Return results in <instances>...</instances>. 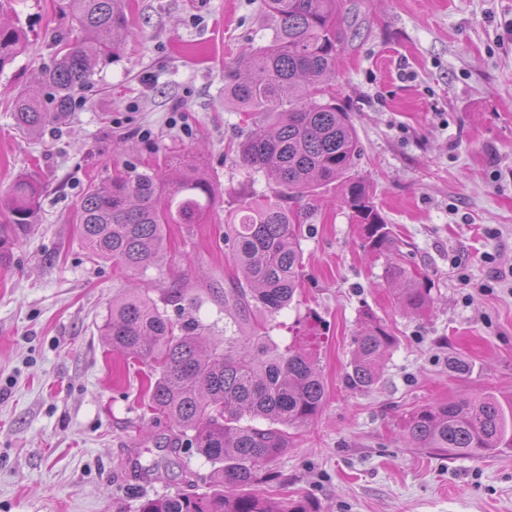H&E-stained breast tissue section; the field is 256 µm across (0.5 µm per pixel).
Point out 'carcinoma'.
<instances>
[{
    "instance_id": "cac0c4a2",
    "label": "carcinoma",
    "mask_w": 512,
    "mask_h": 512,
    "mask_svg": "<svg viewBox=\"0 0 512 512\" xmlns=\"http://www.w3.org/2000/svg\"><path fill=\"white\" fill-rule=\"evenodd\" d=\"M262 7L272 37L228 70L224 102L251 114L254 128L239 153L247 166L272 176L276 189L274 198L246 203L228 221L224 242L236 267L224 292L231 335L206 343L195 317L174 322L138 293L113 299L102 329L112 349L150 368L149 410L173 421L188 447L213 466L211 488L147 499L139 512H319L306 499L241 492L258 481L261 465L288 450V428L311 424L326 399L312 355L271 336L300 286L301 224L291 205L339 182L364 248L387 259L384 275L397 302L420 312L432 300L425 274L402 258L388 260L402 252L374 190L355 171L361 149L351 113L329 91L345 40L341 0H262ZM58 8L71 20V35L57 41L37 86L15 99V124L30 135L63 116L74 93L93 84L97 63L120 49L126 29L125 0H59ZM22 35L19 24L0 23V71L21 51ZM40 196L31 174L12 184L0 205L1 263L34 228ZM213 196L209 178L184 161L164 170L131 166L84 195L81 236L91 256L128 273L160 268L166 225L198 223ZM163 301L179 312L195 303L181 288L169 289ZM355 344L347 382L368 389L378 383L395 338L366 311ZM403 431L417 448L486 457L512 448V395L485 392L416 409Z\"/></svg>"
}]
</instances>
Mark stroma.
I'll return each mask as SVG.
<instances>
[{"mask_svg":"<svg viewBox=\"0 0 512 512\" xmlns=\"http://www.w3.org/2000/svg\"><path fill=\"white\" fill-rule=\"evenodd\" d=\"M343 4L333 93L358 132L356 170L434 303L422 315L398 305L340 188L305 201L302 290L272 335L311 345L327 399L311 425L289 429L287 451L251 491L310 497L321 512H512V449L436 454L401 428L421 407L512 394V0ZM258 5L130 0L120 51L71 112L30 138L13 100L70 22L55 0H10L29 43L0 71V195L26 171L43 195L33 232L0 263V512H138L144 499L210 486L211 464L147 411V366L112 351L101 329L128 288L159 302L180 286L200 295L192 314L207 336L224 334V220L275 188L242 161L251 122L224 103L226 70L272 36ZM178 158L216 192L199 223L167 226V265L133 276L92 258L78 233L86 191L126 163ZM366 310L396 343L378 384L358 391L346 374ZM453 358L465 373L449 370Z\"/></svg>","mask_w":512,"mask_h":512,"instance_id":"stroma-1","label":"stroma"}]
</instances>
